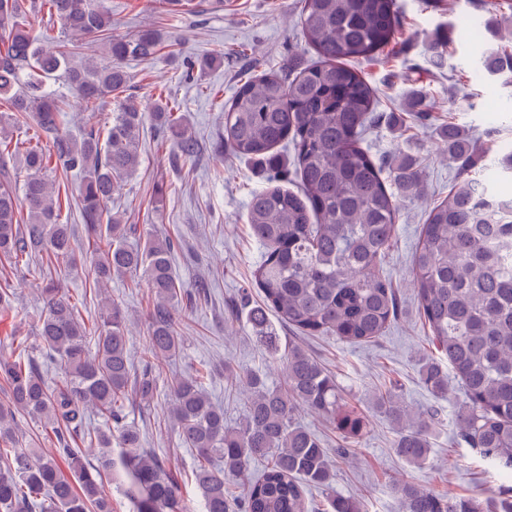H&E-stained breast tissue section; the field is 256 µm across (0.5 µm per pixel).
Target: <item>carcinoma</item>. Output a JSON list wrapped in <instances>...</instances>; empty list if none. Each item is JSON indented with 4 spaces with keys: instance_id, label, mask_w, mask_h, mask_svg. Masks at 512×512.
I'll use <instances>...</instances> for the list:
<instances>
[{
    "instance_id": "cac0c4a2",
    "label": "carcinoma",
    "mask_w": 512,
    "mask_h": 512,
    "mask_svg": "<svg viewBox=\"0 0 512 512\" xmlns=\"http://www.w3.org/2000/svg\"><path fill=\"white\" fill-rule=\"evenodd\" d=\"M497 5L485 23L496 42L474 71L463 74L469 83L488 75L512 82V0ZM39 12L48 15L45 26L25 28L22 18ZM299 17L317 61L285 76L260 74L254 62L224 104L223 148L258 161L268 173L270 186L252 193L247 204V224L263 253L253 270L261 304L245 319L277 356L283 381L269 386L259 373L224 365V390L246 393L242 422L232 427L198 374L169 377L167 418L181 445L196 453L193 477L204 512H309L310 487L327 491L326 512H360L353 498L336 494L330 450L296 422V413L325 418L348 444L366 430L367 411L345 402L336 378L303 348L290 344L280 352L268 315L303 335L351 344L384 335L398 302L382 260L396 241L402 208L424 190L425 175L414 160L376 156L364 146L376 122L375 91L351 66L397 45L396 0H300ZM87 43L100 47V61L81 56ZM163 43L155 30L112 32V9L104 0H0V258L16 268L45 260L68 276L82 271L89 293L101 302L100 324L91 331L55 280L42 289L38 346L60 362L62 380L49 384L33 360L0 357V447L10 449L0 457V512H112L105 482L115 442L123 448L133 512H189L178 481L142 449L140 431L125 422L124 410L153 402L159 379L182 348L181 307L193 306L206 286L184 291L172 269L173 239L132 241L134 226L109 208L139 165L146 120L124 95V63L152 57ZM52 80L68 93L50 90ZM74 101L82 107L77 137L61 121ZM411 101L416 119L426 120L432 106L424 93L413 91ZM110 102L112 123L102 129L97 111ZM151 120L158 132L171 134L174 158L195 156L197 139L165 103H156ZM27 125L37 128L41 145L12 143L13 130ZM442 136L457 178L420 228L411 255L413 285L428 341L448 359L466 396L457 412V443L512 471V199L476 176L469 132L450 123ZM282 148L293 154L295 191L277 185L288 175ZM58 169L80 175L76 196L60 193L48 179ZM74 199L93 244L85 258L76 256L73 226L61 220L62 203ZM137 274L151 292L139 374L125 315L103 296L112 280ZM420 378L435 398L448 396L441 363H426ZM374 406L397 428L395 455L411 466L423 464L434 412H412L392 386L378 393ZM19 415L51 428L55 452L22 447ZM92 415L107 429H89ZM84 434L98 448L95 465L69 445L70 437ZM59 456L68 460L71 477L61 472ZM258 457L266 466L256 476L251 463ZM395 490L400 512H485L476 498L409 483Z\"/></svg>"
}]
</instances>
